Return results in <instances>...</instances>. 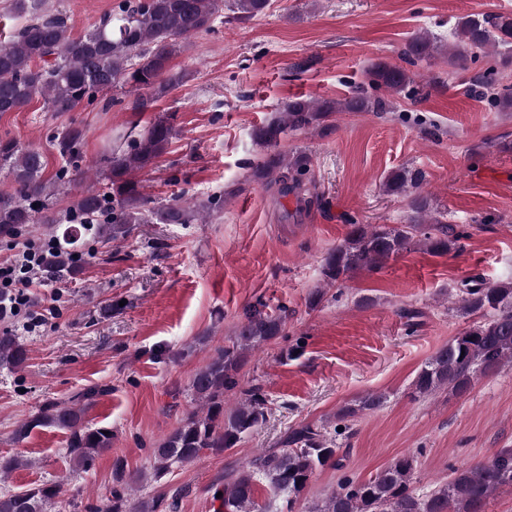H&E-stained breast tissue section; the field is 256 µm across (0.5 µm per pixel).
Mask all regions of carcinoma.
<instances>
[{
  "mask_svg": "<svg viewBox=\"0 0 512 512\" xmlns=\"http://www.w3.org/2000/svg\"><path fill=\"white\" fill-rule=\"evenodd\" d=\"M45 0H13V11L31 16L13 39L0 47V112H22L35 98H42L51 112H69L83 101L92 102L101 92L130 87L157 96L183 82L184 74L170 67L182 40L209 31L222 8L228 19L250 21L269 7V0H125L115 13H106L79 37L69 34L67 21L42 10ZM451 53L459 68L483 55L499 58L473 82L494 90L498 68L512 64V14L498 13L459 18L444 43L427 31L414 34L403 55L412 60L431 59ZM373 84L398 94L412 82L406 70L386 62L371 69ZM390 101L355 90L341 99H293L279 116L254 130L256 142L267 149L278 146L288 130L321 131L338 112H385ZM175 135L171 118L156 120L127 149L103 158L99 186L80 192L71 208L61 214L50 207L56 194L79 185L83 172L78 165L61 167L45 175L43 155L23 148L13 139H0V162L12 178L13 193L0 195V237L11 238L25 224H65L63 242L48 250L41 260L42 274L61 282L79 272L74 246H86L100 237L116 240L133 224H146L153 216L162 224H192L201 212L175 199L158 210L147 208L148 199L134 175L151 169L166 152ZM81 133L67 130L54 137L59 155L71 161L78 155ZM309 171V157L299 151L288 155L273 152L252 168L251 178L279 186L286 196L302 185ZM420 172L403 168L384 183L391 195L409 198L407 222L353 224L345 239L327 253L321 265L327 287H341L356 273L374 271L410 246L415 236L433 254L461 248L464 232L443 223L428 199L418 190ZM460 304L478 320L460 335L439 347L417 371L411 397H430L441 391L465 395L479 376L494 375L512 365V282L487 284L464 279L459 287ZM231 344L215 350L209 363L193 376L191 390L201 408L188 413L179 426L152 449V477L159 481L204 451L229 450L243 434L265 420L267 400L260 388L224 415V394L237 384V374L247 353L283 335L288 309L268 314L256 306L245 311ZM28 350L9 331L0 335V365L18 369ZM384 394H370L344 405L336 420L349 429L359 416L382 408ZM37 427L69 432L67 454L77 469H88L96 457L112 449V434L85 422V408L68 401L49 402L32 419L14 431V440H25ZM327 465L343 467L333 441L315 425L292 427L280 447L250 459L242 469L224 471V492L218 498L221 512H266L270 505L259 501L258 485L283 500L284 512L295 508L315 472ZM415 460L402 455L367 480L347 475L336 489L306 512H485L490 499L502 489H512V448H500L492 457L465 469H455L448 481L426 492L413 488ZM117 487L112 489L109 512H157L158 498L128 499L119 487L135 488L146 478L141 471L126 470L121 460L113 464ZM59 497V485L45 482L36 487L0 492V512H51Z\"/></svg>",
  "mask_w": 512,
  "mask_h": 512,
  "instance_id": "carcinoma-1",
  "label": "carcinoma"
}]
</instances>
